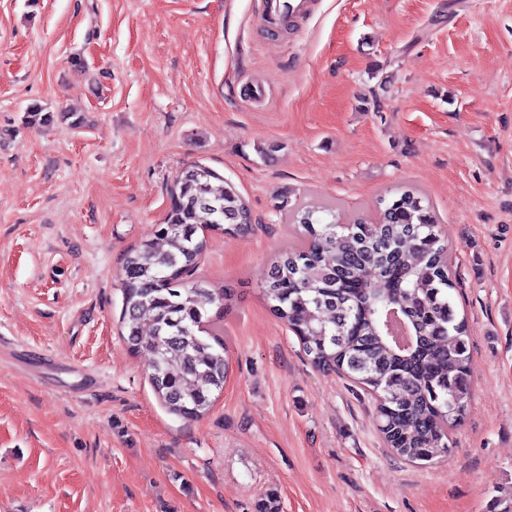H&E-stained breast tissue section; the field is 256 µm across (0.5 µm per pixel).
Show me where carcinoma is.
Here are the masks:
<instances>
[{"label": "carcinoma", "mask_w": 512, "mask_h": 512, "mask_svg": "<svg viewBox=\"0 0 512 512\" xmlns=\"http://www.w3.org/2000/svg\"><path fill=\"white\" fill-rule=\"evenodd\" d=\"M23 120L85 123L77 112L55 114L38 103ZM291 218L303 243L270 267L263 295L272 312L315 367L377 394L378 427L395 454L415 462L448 453L471 399L468 327L451 296L448 244L424 197L405 190L375 218L351 224L332 209L297 208ZM252 224L233 185L189 164L169 191L164 223L124 257L123 341L145 359L166 410L184 420L204 415L224 389L219 322L233 297L195 276L205 245L198 231L243 235ZM255 512H281L277 494L265 493Z\"/></svg>", "instance_id": "obj_1"}]
</instances>
